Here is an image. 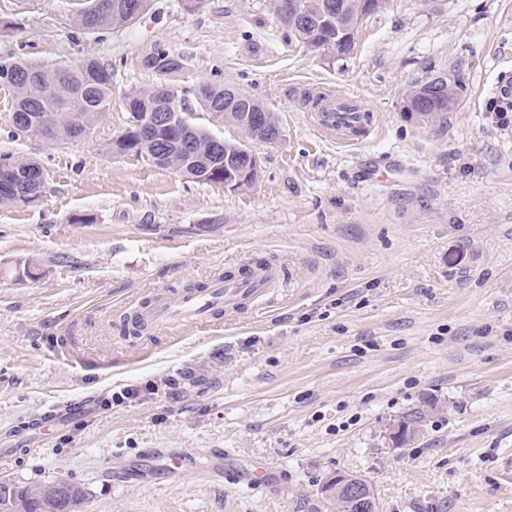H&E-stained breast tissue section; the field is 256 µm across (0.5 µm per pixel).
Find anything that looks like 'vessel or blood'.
I'll use <instances>...</instances> for the list:
<instances>
[{
    "instance_id": "obj_1",
    "label": "vessel or blood",
    "mask_w": 512,
    "mask_h": 512,
    "mask_svg": "<svg viewBox=\"0 0 512 512\" xmlns=\"http://www.w3.org/2000/svg\"><path fill=\"white\" fill-rule=\"evenodd\" d=\"M318 131L334 135L339 143L357 145L367 141L375 130L373 114L358 109L350 96L328 95L324 109L314 115ZM282 270L276 263L250 258L236 266L234 274L217 277L208 287L187 290L170 297L156 294L138 311L142 321L157 327H171L182 322L211 326L218 313L233 314L254 308L260 299L279 284ZM196 472L192 452L155 456L122 469L121 481L140 483L162 476L172 485H180Z\"/></svg>"
}]
</instances>
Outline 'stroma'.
<instances>
[{"mask_svg":"<svg viewBox=\"0 0 512 512\" xmlns=\"http://www.w3.org/2000/svg\"><path fill=\"white\" fill-rule=\"evenodd\" d=\"M83 0H0V63L97 58L112 106L90 134L51 143L12 124L0 90V156L33 158L46 187L0 206V478H65L76 512H337L336 473L369 480L379 512H512V0H390L349 55L288 42L272 0H153L136 22L88 32ZM163 43L192 123L238 129L193 94L218 82L262 102L282 136L252 143L257 181L205 185L107 144L122 93L160 82ZM448 70L447 114L408 112ZM357 99L378 130L355 148L319 137L317 91ZM247 258L282 283L259 311L211 328L128 333L125 317L176 283L205 284ZM32 264L31 277L18 273ZM138 399L112 404V393ZM419 411L416 437L389 439ZM159 448L198 454L174 486L108 471ZM229 453L223 481L204 452ZM269 467L274 488L238 471ZM141 64L163 76L164 79L175 73H180L184 68L182 59L172 54L161 43L154 45L150 52L142 58ZM445 74H447V72L439 73L431 77L424 83L417 85L416 92L408 97L407 107L409 112H415L418 110L417 114H420L422 116H431L432 114L439 116L444 115L446 112L450 111L455 106L453 105L452 108L448 109L452 102V92L454 91V88L456 86L457 79L458 84L456 87L458 90V94L460 95V92H462L463 90V85L461 84L458 75L456 79V76L454 74L448 72L447 79L444 80V85H448V97L447 95H445L442 101H440V97H438V95H434L435 91L431 90L436 82L434 80L436 78L444 76Z\"/></svg>","mask_w":512,"mask_h":512,"instance_id":"stroma-1","label":"stroma"}]
</instances>
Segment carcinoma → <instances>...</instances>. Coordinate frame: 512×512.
Wrapping results in <instances>:
<instances>
[{
    "label": "carcinoma",
    "instance_id": "1",
    "mask_svg": "<svg viewBox=\"0 0 512 512\" xmlns=\"http://www.w3.org/2000/svg\"><path fill=\"white\" fill-rule=\"evenodd\" d=\"M293 0H274L273 8L286 30L288 39L310 47L316 43L336 42V33L364 17L362 0H304L317 10H331L332 25L320 31L295 27L285 20L288 4ZM150 0H85L77 16L79 27L88 30L117 28L134 21L146 12ZM143 67L165 77V81L148 89H129L122 94L127 112L131 113L134 129L151 120V113L163 109L180 114L179 89L166 78L183 70L182 59L158 43L141 60ZM434 79L417 85L408 97V111L424 115H443L448 112V98L434 95ZM0 88L8 91L13 100L12 121L24 132H32L55 142L65 143L84 136L95 127L112 104V70L95 58L78 63L42 65L17 60L0 64ZM196 96L204 109L214 112L224 121H235L237 111L229 100V88L221 83H203ZM239 140L224 141V148L213 147L212 134L197 126L186 127L178 119L173 125L156 133V145L139 147L136 143L107 144V151L118 150L135 154L159 167L184 170L183 176L220 185L224 183V163H241L237 158ZM45 183L41 165L31 159L0 157V205H30L39 200ZM82 493L73 484L60 498L36 490L14 488L8 495V512H74Z\"/></svg>",
    "mask_w": 512,
    "mask_h": 512
}]
</instances>
